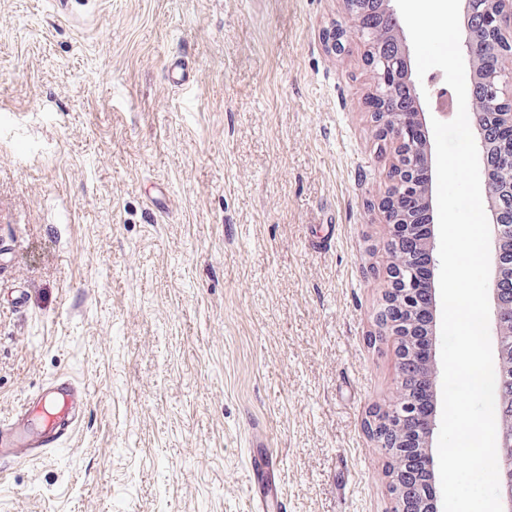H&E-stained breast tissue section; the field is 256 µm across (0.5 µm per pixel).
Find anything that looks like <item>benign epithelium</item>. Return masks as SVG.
<instances>
[{
  "label": "benign epithelium",
  "instance_id": "obj_1",
  "mask_svg": "<svg viewBox=\"0 0 512 512\" xmlns=\"http://www.w3.org/2000/svg\"><path fill=\"white\" fill-rule=\"evenodd\" d=\"M344 3L350 30H330L325 39L336 52L346 49L345 42L350 35L369 47L366 64L373 80L368 101L371 118L378 135L392 148L386 173L388 191L380 203L383 222L389 228L386 245L389 287L378 312L375 335L388 336L396 343L398 384L392 403L377 407L367 428L377 447L384 451L392 448L400 456L408 447L407 438L412 432L401 428L399 422L416 416L414 406L420 395L431 398L432 411L418 425L428 437H433L441 379L436 355L422 358L416 354L414 345L420 319L438 311L437 299L425 307L414 284V267L419 259H424L435 271L440 266L435 236L421 238L413 234L420 221L414 198L420 196L432 201V191L417 182L414 171L415 163L431 161V142L427 137L417 140L410 132L416 118L426 119L427 91L411 79L409 61L413 46L404 27L400 25L394 31L395 52L386 55L378 44L377 34L364 22L373 0H344ZM465 6L474 11L485 28L480 36H466L463 51L471 79L480 84L478 88L466 86L467 105L481 98L493 106L490 127L476 125L473 133L482 163L488 210L494 216L490 230L495 261L488 293L493 304V333L497 348L501 349L505 337L512 335V315L504 316L505 311H512V75L490 67L485 58L512 55V0H465ZM401 77L410 84L411 102L393 107L390 101L397 96ZM411 362L416 371L409 375L406 365ZM496 373L501 386L495 414L500 501L503 512H512V368L505 369L500 361ZM386 476L390 478L396 512H444L440 485H434L430 494L424 495L415 488L411 474L402 468L394 467Z\"/></svg>",
  "mask_w": 512,
  "mask_h": 512
}]
</instances>
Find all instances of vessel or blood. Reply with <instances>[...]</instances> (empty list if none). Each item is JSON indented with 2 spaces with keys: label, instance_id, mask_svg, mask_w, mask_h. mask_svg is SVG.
I'll return each instance as SVG.
<instances>
[{
  "label": "vessel or blood",
  "instance_id": "obj_1",
  "mask_svg": "<svg viewBox=\"0 0 512 512\" xmlns=\"http://www.w3.org/2000/svg\"><path fill=\"white\" fill-rule=\"evenodd\" d=\"M87 406L83 389L72 380L57 377L26 396L7 416L0 418V456L41 457L44 450L66 441ZM248 488L257 512L277 492L271 461L266 453L251 449Z\"/></svg>",
  "mask_w": 512,
  "mask_h": 512
}]
</instances>
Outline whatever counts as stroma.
Here are the masks:
<instances>
[{
    "label": "stroma",
    "mask_w": 512,
    "mask_h": 512,
    "mask_svg": "<svg viewBox=\"0 0 512 512\" xmlns=\"http://www.w3.org/2000/svg\"><path fill=\"white\" fill-rule=\"evenodd\" d=\"M68 6L0 0V416L59 375L88 404L0 460V512H253L254 435L276 512H393L390 156L343 0ZM257 448H262L261 443H252L247 481L256 509L262 510L277 493V481L268 455Z\"/></svg>",
    "instance_id": "stroma-1"
}]
</instances>
